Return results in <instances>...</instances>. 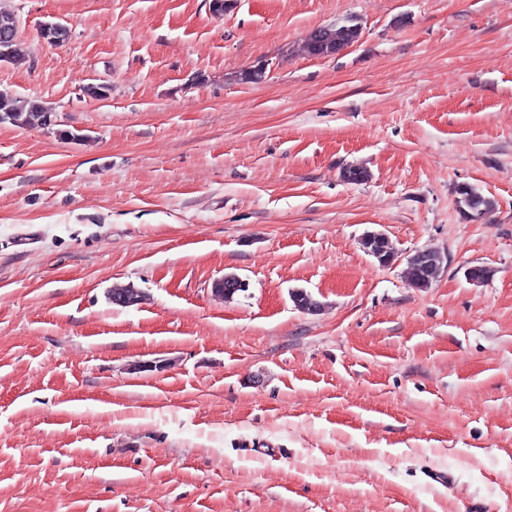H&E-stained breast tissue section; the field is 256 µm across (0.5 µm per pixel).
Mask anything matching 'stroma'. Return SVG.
<instances>
[{"mask_svg":"<svg viewBox=\"0 0 512 512\" xmlns=\"http://www.w3.org/2000/svg\"><path fill=\"white\" fill-rule=\"evenodd\" d=\"M228 2L0 0V512H512V0ZM360 28L356 24H342L317 29L304 43V50L312 56H330L358 41ZM51 112L36 100H18L9 92L0 91V122L21 127L46 125ZM461 202L468 208L479 212L480 214H488L495 208L492 199L484 196L478 189L472 186H462L459 189Z\"/></svg>","mask_w":512,"mask_h":512,"instance_id":"obj_1","label":"stroma"}]
</instances>
